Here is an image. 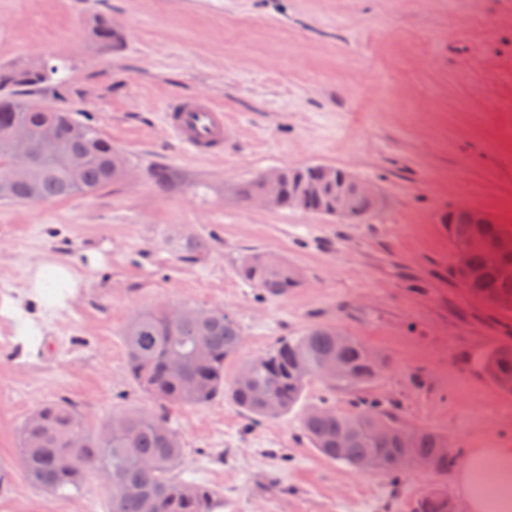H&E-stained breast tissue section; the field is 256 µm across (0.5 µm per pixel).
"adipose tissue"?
Instances as JSON below:
<instances>
[{"label": "adipose tissue", "mask_w": 512, "mask_h": 512, "mask_svg": "<svg viewBox=\"0 0 512 512\" xmlns=\"http://www.w3.org/2000/svg\"><path fill=\"white\" fill-rule=\"evenodd\" d=\"M466 512H487L496 499L497 512H512V448H476L457 474Z\"/></svg>", "instance_id": "obj_1"}]
</instances>
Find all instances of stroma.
Listing matches in <instances>:
<instances>
[{
  "label": "stroma",
  "instance_id": "stroma-1",
  "mask_svg": "<svg viewBox=\"0 0 512 512\" xmlns=\"http://www.w3.org/2000/svg\"><path fill=\"white\" fill-rule=\"evenodd\" d=\"M97 13L119 48L91 38ZM52 56L70 63L57 104L109 138L132 174L88 197L0 202V512H107L96 473L76 492L35 488L19 429L55 399L92 428L149 407L121 331L160 304L235 318L243 344L229 381L240 362L318 324L389 359L360 390L312 379L276 420L224 398L173 409L178 474L218 491L214 512H413L435 487L458 500L452 471L393 479L323 457L300 427L304 408L323 401L340 412L395 407L409 425L447 434L460 459L512 446V395L479 366L512 337V315L461 286L443 221L466 204L512 225V0H0V64ZM183 96L223 106V154L198 158L170 137L164 108ZM314 163L371 184L379 208L341 223L238 204V184L258 172ZM197 237L211 248L192 259L185 246ZM256 251L287 259L300 287L258 296L236 273ZM56 262L80 286L20 344L35 310L19 305L29 271Z\"/></svg>",
  "mask_w": 512,
  "mask_h": 512
}]
</instances>
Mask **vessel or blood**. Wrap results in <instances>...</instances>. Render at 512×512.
Here are the masks:
<instances>
[{"label": "vessel or blood", "instance_id": "b4317fda", "mask_svg": "<svg viewBox=\"0 0 512 512\" xmlns=\"http://www.w3.org/2000/svg\"><path fill=\"white\" fill-rule=\"evenodd\" d=\"M165 121L176 141L191 154L208 157L224 150V109L207 97H181L168 103Z\"/></svg>", "mask_w": 512, "mask_h": 512}]
</instances>
